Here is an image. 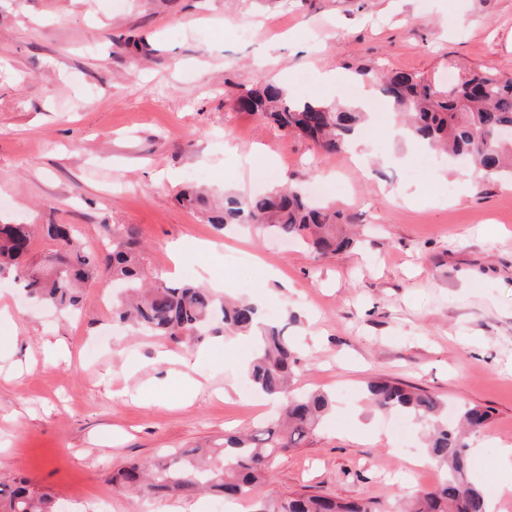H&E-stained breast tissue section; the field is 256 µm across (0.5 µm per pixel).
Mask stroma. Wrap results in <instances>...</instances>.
Here are the masks:
<instances>
[{
  "label": "stroma",
  "mask_w": 512,
  "mask_h": 512,
  "mask_svg": "<svg viewBox=\"0 0 512 512\" xmlns=\"http://www.w3.org/2000/svg\"><path fill=\"white\" fill-rule=\"evenodd\" d=\"M452 61L512 73V0H0V223L71 224L91 249L104 225H136L147 280L217 277L259 300L297 345V389L335 397L230 512L294 492L404 512L437 486L423 426L400 433L366 402L375 378L489 410L468 439L476 479L512 446V183L391 138L397 115L354 78L445 84ZM331 71L334 93L319 82ZM274 82L294 101L370 99L357 151L234 110L231 93ZM320 180L356 231L326 257L258 227L217 231L177 200ZM112 294L89 282L63 316L0 277V481L28 478L72 512H100L101 494L112 512H213L214 496L146 498L112 475L266 422L273 405L243 393L254 345L134 333Z\"/></svg>",
  "instance_id": "1"
}]
</instances>
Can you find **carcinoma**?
Here are the masks:
<instances>
[{"label": "carcinoma", "instance_id": "obj_1", "mask_svg": "<svg viewBox=\"0 0 512 512\" xmlns=\"http://www.w3.org/2000/svg\"><path fill=\"white\" fill-rule=\"evenodd\" d=\"M379 91L406 117L419 138L451 154L470 159L486 177L512 181V138L497 137L512 128V76L494 71L460 70L457 82L443 89L405 72L380 77ZM243 112L262 115L284 134L310 138L327 152L337 151L354 131L363 113L320 102L294 103L288 88L268 84L245 89L237 96ZM341 214L318 206L300 190L290 187L254 196H226L210 212L209 224L262 223L269 233L285 240H300L316 252L336 253L352 244L343 234ZM45 236L57 244L59 266L43 258L27 260L36 235L30 224H0V274L15 273L26 295L65 314L80 309L81 288L101 274L126 289L127 297L112 304V318L155 335L176 338L192 330L249 334L259 322L258 308L246 301H221L206 286L161 281L142 283L143 256L139 231L133 225L104 226L112 250L89 253L74 242L65 224H44ZM295 357L284 329L265 326L258 336V356L247 375L253 389L277 403L282 422H272L247 434L224 436L208 448L171 453L151 465L126 462L116 482L142 495L171 497L217 493L226 499L244 497L259 482L270 478L278 457L315 435L333 409L332 397L320 390L293 394ZM368 399L381 412L411 416L428 431L427 454L444 479L432 490L418 493L410 512H489L485 485L471 480L467 435L482 429L490 414L479 406L460 410V426L451 427L443 405L433 394L411 390L388 380L368 384ZM64 507L27 480L0 483V512H62ZM260 512H370L366 505L294 493L260 505Z\"/></svg>", "mask_w": 512, "mask_h": 512}]
</instances>
